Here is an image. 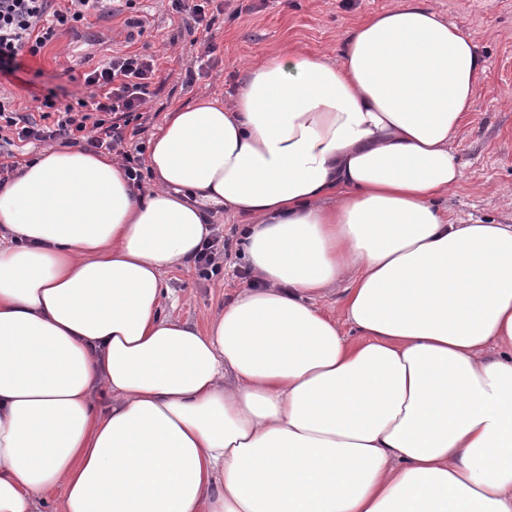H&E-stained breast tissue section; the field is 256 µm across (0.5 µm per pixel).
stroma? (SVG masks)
<instances>
[{
	"mask_svg": "<svg viewBox=\"0 0 512 512\" xmlns=\"http://www.w3.org/2000/svg\"><path fill=\"white\" fill-rule=\"evenodd\" d=\"M396 0H267L257 12L217 15L213 41L217 46L209 70L185 85L187 67L199 51L185 31L180 15L166 0H136L135 7L109 16L93 15L79 36L66 35L35 57H24L14 76L0 80L15 109H34L32 93L55 89L60 104L85 95L80 80L86 59L101 61L110 51L157 55L160 84L146 106L148 119L141 142L156 133L170 108L198 97L228 98L257 60L287 45L339 62L346 32ZM446 22L476 43L485 58L469 114L467 133L457 148L464 165L461 184L437 206L457 222L479 219L512 224V0H425ZM144 18V27L133 26ZM241 260L229 258L211 278L194 269H173L165 276L174 306L172 315L198 327L235 296L247 282L237 276Z\"/></svg>",
	"mask_w": 512,
	"mask_h": 512,
	"instance_id": "35a3bbf8",
	"label": "stroma"
}]
</instances>
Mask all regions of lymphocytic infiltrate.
Here are the masks:
<instances>
[{
  "label": "lymphocytic infiltrate",
  "instance_id": "obj_1",
  "mask_svg": "<svg viewBox=\"0 0 512 512\" xmlns=\"http://www.w3.org/2000/svg\"><path fill=\"white\" fill-rule=\"evenodd\" d=\"M167 2L172 13L183 16L188 31L205 32L196 58L204 63L216 50L210 32L215 13L224 10L222 0ZM111 11V0H67L63 8L56 0H0V73L12 74L21 55L37 56L63 34L74 33L89 14ZM157 71L154 55L118 52L83 73L88 93L71 103L58 105L51 90L37 96L35 112L21 113L10 97L0 96V142L35 140L104 150L121 157L130 185L141 187L144 150L131 143L146 130L144 108L154 94Z\"/></svg>",
  "mask_w": 512,
  "mask_h": 512
}]
</instances>
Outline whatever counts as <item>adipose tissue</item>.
<instances>
[{
	"label": "adipose tissue",
	"instance_id": "1",
	"mask_svg": "<svg viewBox=\"0 0 512 512\" xmlns=\"http://www.w3.org/2000/svg\"><path fill=\"white\" fill-rule=\"evenodd\" d=\"M484 69L397 0L341 63L283 48L171 110L145 194L104 153L27 162L0 188V512H512V224L436 205ZM213 207L257 283L202 331L163 275Z\"/></svg>",
	"mask_w": 512,
	"mask_h": 512
}]
</instances>
